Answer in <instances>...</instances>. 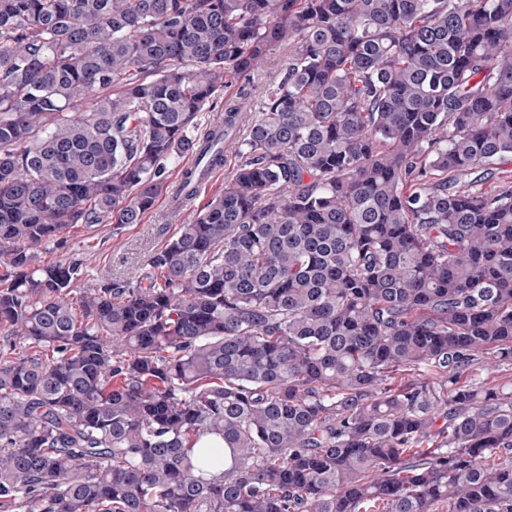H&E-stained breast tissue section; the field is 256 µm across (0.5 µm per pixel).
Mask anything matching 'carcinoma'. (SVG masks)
Returning a JSON list of instances; mask_svg holds the SVG:
<instances>
[{
	"mask_svg": "<svg viewBox=\"0 0 512 512\" xmlns=\"http://www.w3.org/2000/svg\"><path fill=\"white\" fill-rule=\"evenodd\" d=\"M232 135L143 276L37 263ZM511 161L512 0H0V512H512ZM288 64V46L274 48L267 59L247 81L234 83L230 88L218 91L213 104L206 107L201 118V126L213 123L215 119L224 120V100L234 99L243 102L253 111L262 104L264 91L267 86L276 81ZM238 161V144L233 143L227 149H225L224 147V168L216 174V177L212 184L202 191L199 199L193 206L194 210L203 206L207 201H209L211 197L224 190V176L225 174L232 171V169L236 166Z\"/></svg>",
	"mask_w": 512,
	"mask_h": 512,
	"instance_id": "1",
	"label": "carcinoma"
}]
</instances>
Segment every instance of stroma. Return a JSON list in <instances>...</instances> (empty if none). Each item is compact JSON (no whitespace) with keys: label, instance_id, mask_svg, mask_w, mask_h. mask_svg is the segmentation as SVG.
<instances>
[{"label":"stroma","instance_id":"1","mask_svg":"<svg viewBox=\"0 0 512 512\" xmlns=\"http://www.w3.org/2000/svg\"><path fill=\"white\" fill-rule=\"evenodd\" d=\"M287 64V47L274 48L249 80L236 82L216 93L202 115V125L223 117L224 102L228 99L258 109L265 89L278 79ZM191 161V155H184L179 166L170 169L162 193L141 223L76 225L66 231L61 246L40 252L39 262L80 260L84 263L86 277L102 281L137 278L144 272L150 256L162 248L176 233L178 225L189 217L188 211L176 208L173 196L181 167Z\"/></svg>","mask_w":512,"mask_h":512}]
</instances>
